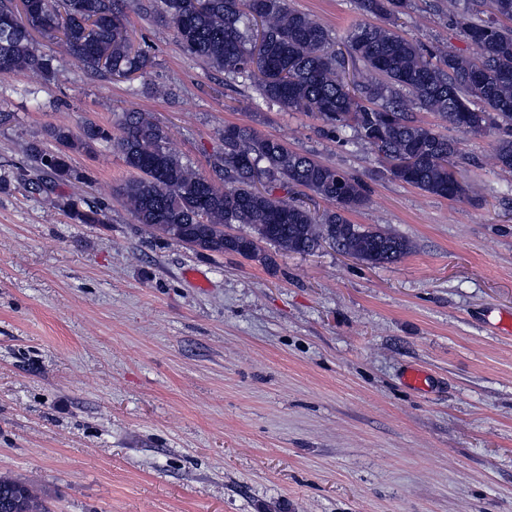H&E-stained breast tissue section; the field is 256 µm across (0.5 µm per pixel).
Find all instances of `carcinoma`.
Segmentation results:
<instances>
[{"label":"carcinoma","instance_id":"cac0c4a2","mask_svg":"<svg viewBox=\"0 0 512 512\" xmlns=\"http://www.w3.org/2000/svg\"><path fill=\"white\" fill-rule=\"evenodd\" d=\"M28 0L24 14L15 0H0V77L15 72L53 80L68 58L99 74L126 75L149 65L134 49L127 11L139 0ZM362 11L388 20L360 22L344 40L351 58L368 71L361 82L348 76L335 38L287 0H160L159 19L171 25L184 52L249 87L265 102L290 112H311L334 133L350 129L368 144L394 178L429 194L455 199L465 193L452 168L458 144L413 120L415 106L437 112L463 134L500 133L497 166L512 171V0H448V13L472 45L471 56L438 46L423 50L399 29L411 0H359ZM489 16L478 17L480 7ZM55 40L58 54L41 52L32 33ZM120 134L95 123L79 132L49 124L25 152L37 173L32 189L55 193L85 175L72 154H94L112 145L136 172L119 190L125 207L143 228L215 254L235 253L263 263L266 243L285 253H309L336 236V248L371 265L395 262L410 243L382 230L351 223L366 204L359 180L291 150L254 130L226 125L223 151L206 177L173 151L161 128L143 112L118 115ZM303 188L334 205L321 214L297 199L277 197L273 184ZM56 204L76 224L106 223V206L66 195ZM249 227L248 241L226 232ZM0 512H50L28 482L0 476Z\"/></svg>","mask_w":512,"mask_h":512}]
</instances>
